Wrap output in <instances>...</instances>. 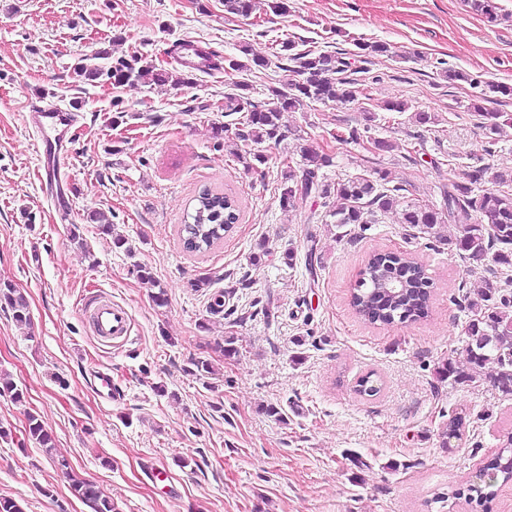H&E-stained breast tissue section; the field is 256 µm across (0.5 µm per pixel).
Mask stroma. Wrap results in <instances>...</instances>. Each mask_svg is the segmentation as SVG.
<instances>
[{"mask_svg": "<svg viewBox=\"0 0 512 512\" xmlns=\"http://www.w3.org/2000/svg\"><path fill=\"white\" fill-rule=\"evenodd\" d=\"M289 2L288 16L260 8L244 18L224 0H0V286L23 294L31 317L16 324L0 298V376L24 392L19 402L0 393V497L22 512H89L58 457L116 512H479L451 493L512 434V396L437 382L434 369L461 345L470 285L486 277L512 298V266L450 251L453 223L436 239L395 211L334 225L317 193L282 206L281 162L300 163L310 146L331 155L329 183L381 170L402 201L433 209L465 171L485 169L482 188H495L497 174L512 175V125L490 136L471 100L477 84L512 85V0H499L494 23L471 0ZM356 39L389 47L355 58L357 100L283 113V137L260 171L244 166L256 144L213 137L214 126L241 120L224 112L237 84L262 101L283 79L281 42L350 53ZM179 42L220 56L245 48L269 64L197 72L186 86L117 87L73 72L107 48L179 74ZM447 70L466 78L448 82ZM43 95L82 114L73 191L60 207L41 184L26 128ZM396 100L407 111L385 110ZM420 112L435 123H417ZM339 130L392 148L336 143ZM205 187L236 196L241 220L192 254L179 229ZM94 211L111 219L112 234L90 223ZM376 250L423 263L433 283L427 319L373 326L356 316L350 292ZM141 266L154 285L138 278ZM204 278L209 286L198 287ZM92 290L127 306L124 346L91 336L80 298ZM219 291L224 309L214 314ZM230 335L237 353L228 358ZM199 360L212 373L199 375ZM98 370L111 371L118 401L93 393ZM367 374L376 396L354 389ZM30 412L52 435L53 454L25 440ZM456 414L465 432L443 447Z\"/></svg>", "mask_w": 512, "mask_h": 512, "instance_id": "35a3bbf8", "label": "stroma"}]
</instances>
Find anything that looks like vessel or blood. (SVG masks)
I'll list each match as a JSON object with an SVG mask.
<instances>
[{
  "label": "vessel or blood",
  "mask_w": 512,
  "mask_h": 512,
  "mask_svg": "<svg viewBox=\"0 0 512 512\" xmlns=\"http://www.w3.org/2000/svg\"><path fill=\"white\" fill-rule=\"evenodd\" d=\"M29 122L35 131V152L48 179L45 190L51 197L70 192L65 175L73 154L74 136L81 115L48 100H38L29 108ZM93 335L104 345L124 344L131 338L132 317L127 308L103 293L86 296L82 304Z\"/></svg>",
  "instance_id": "vessel-or-blood-1"
}]
</instances>
